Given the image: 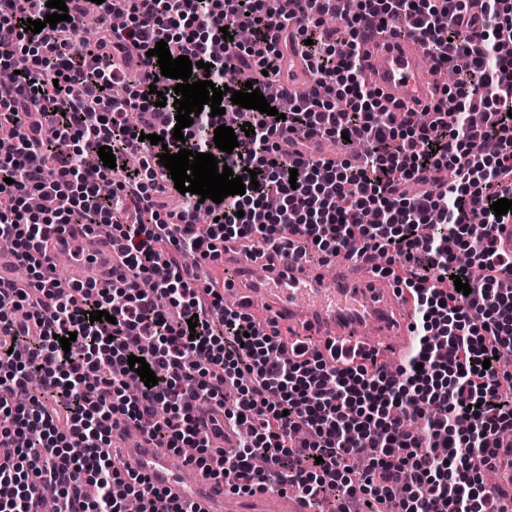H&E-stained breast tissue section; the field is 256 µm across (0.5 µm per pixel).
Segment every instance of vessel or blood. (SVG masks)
<instances>
[{"mask_svg":"<svg viewBox=\"0 0 512 512\" xmlns=\"http://www.w3.org/2000/svg\"><path fill=\"white\" fill-rule=\"evenodd\" d=\"M363 48L373 63L370 81L389 108L419 109L431 100L434 77L413 39L369 28ZM48 248L53 254L75 252L69 285L111 283V238L70 225L52 234ZM227 270L224 293L232 297L234 308L246 310L255 299H263L264 311L255 319L260 329L273 321L291 336L375 350L390 358L413 345L411 295L396 288L390 278L358 269L356 259L345 260L339 267L332 288L323 287L319 271L294 252L283 255L259 278L253 276L251 260L245 255ZM235 445L231 434L212 439L214 453L203 470L191 463L176 466L146 432L126 441L121 453L128 469L165 488L171 498L193 500L195 512H224L230 487L216 482L213 475L222 468L225 450ZM239 512H309V507L297 493L275 486L240 499Z\"/></svg>","mask_w":512,"mask_h":512,"instance_id":"1","label":"vessel or blood"}]
</instances>
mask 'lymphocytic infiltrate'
Returning a JSON list of instances; mask_svg holds the SVG:
<instances>
[{
    "mask_svg": "<svg viewBox=\"0 0 512 512\" xmlns=\"http://www.w3.org/2000/svg\"><path fill=\"white\" fill-rule=\"evenodd\" d=\"M47 0H0V67L18 54L31 65L0 86V241L11 243L31 277L0 282V439L26 437L13 460L0 462V512H42L53 493L58 512H193V506L130 470L113 465L112 430L149 429L159 447L191 444L206 465L211 433L241 429L236 453L216 477L236 493L269 485L296 490L312 512H507L488 489L486 470L512 457V253L501 250L491 204L512 200V0H65L68 20L39 33ZM125 15L97 40L79 39L90 13ZM399 27L435 65L469 60L453 87L430 105V124L416 112H391L365 75L362 30ZM250 42L237 41L241 27ZM166 42L200 75L224 85L228 70H250L253 87L281 107L277 81L288 55L300 54L312 76L307 94L285 119L223 97L224 116L203 108L184 141H176L175 80L163 77L149 51ZM140 69L128 96L125 63ZM165 107H156L158 96ZM137 113L128 122V113ZM253 133L245 135L242 126ZM232 127V153L217 150L218 126ZM162 136L170 153L216 155L235 175L256 171L258 188L221 203L185 194L174 223L161 214L173 184L159 157L127 173L141 134ZM370 141L359 163L319 156L322 142ZM111 147L115 169L82 166L86 150ZM449 169L434 191L410 193ZM115 173L111 212L134 213L112 239L119 271L110 287L61 289L45 243L67 224L103 223L99 182ZM211 222H196L198 211ZM365 257L386 256L382 273L414 299L415 345L397 371L374 353L343 356L260 332L250 315L226 308L216 286L199 290L206 270L182 261L219 245L252 248L273 262L288 249L328 257L348 254L351 238ZM467 263H459L458 252ZM468 283L463 294L455 280ZM107 311L109 321L90 319ZM197 319L190 328L189 319ZM75 333L69 349L59 339ZM155 373L145 386L129 356ZM38 373L44 396L28 393ZM237 398L222 417L204 418L198 403ZM371 452V466L354 461Z\"/></svg>",
    "mask_w": 512,
    "mask_h": 512,
    "instance_id": "f902f5d3",
    "label": "lymphocytic infiltrate"
}]
</instances>
